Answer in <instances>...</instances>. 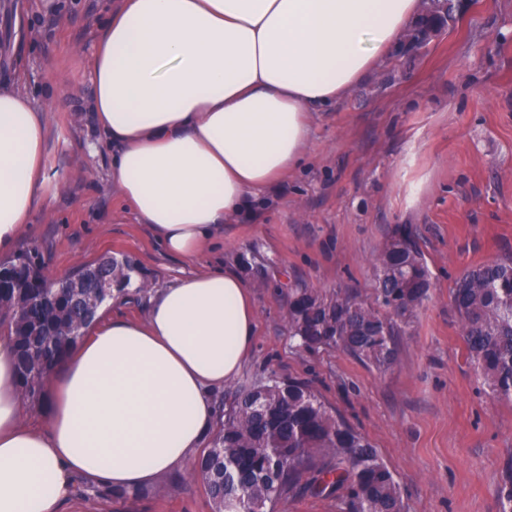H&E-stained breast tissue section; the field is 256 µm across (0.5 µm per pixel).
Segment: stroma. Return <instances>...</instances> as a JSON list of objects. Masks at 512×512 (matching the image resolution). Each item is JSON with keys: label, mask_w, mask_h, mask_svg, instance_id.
Returning a JSON list of instances; mask_svg holds the SVG:
<instances>
[{"label": "stroma", "mask_w": 512, "mask_h": 512, "mask_svg": "<svg viewBox=\"0 0 512 512\" xmlns=\"http://www.w3.org/2000/svg\"><path fill=\"white\" fill-rule=\"evenodd\" d=\"M54 4L0 8V38L10 42L0 79L51 109L44 202L16 251L38 247L54 276L110 255L154 290L214 266L237 268L240 253L256 250L309 287L367 292L374 255L394 225H409L433 288L390 370L299 347L286 296L258 288L256 334L238 379L310 381L394 470L405 512H500L512 403L491 399L468 364L451 291L467 269L512 256V0H456L454 23L426 46L398 45L343 101L314 113L304 164L192 263L167 256L112 188V148L86 79L104 0ZM85 482L75 477L60 512H212L185 470L161 478L158 496H88Z\"/></svg>", "instance_id": "1"}]
</instances>
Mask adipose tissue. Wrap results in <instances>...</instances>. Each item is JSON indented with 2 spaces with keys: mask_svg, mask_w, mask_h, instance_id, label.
<instances>
[{
  "mask_svg": "<svg viewBox=\"0 0 512 512\" xmlns=\"http://www.w3.org/2000/svg\"><path fill=\"white\" fill-rule=\"evenodd\" d=\"M421 0H119L96 34L91 108L112 187L164 251L196 259L230 217L306 158L311 112L368 78ZM46 113L0 82V253L46 183ZM252 287L213 267L151 297L145 320L97 316L24 421L15 347L0 335V512H57L80 472L134 491L187 467L241 372Z\"/></svg>",
  "mask_w": 512,
  "mask_h": 512,
  "instance_id": "adipose-tissue-1",
  "label": "adipose tissue"
}]
</instances>
